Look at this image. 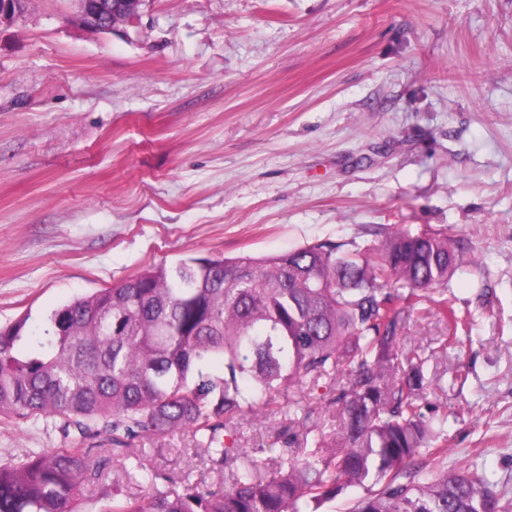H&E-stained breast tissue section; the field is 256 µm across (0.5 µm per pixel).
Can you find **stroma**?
Masks as SVG:
<instances>
[{"label":"stroma","mask_w":512,"mask_h":512,"mask_svg":"<svg viewBox=\"0 0 512 512\" xmlns=\"http://www.w3.org/2000/svg\"><path fill=\"white\" fill-rule=\"evenodd\" d=\"M447 231L448 294L470 332L419 305L399 331L426 361L449 469L512 497V0H144L88 31L69 0L0 27V326L158 264L379 245ZM322 389L261 406L249 458L294 455ZM51 422L0 420V460L60 448ZM147 469L209 480L190 434H146Z\"/></svg>","instance_id":"obj_1"}]
</instances>
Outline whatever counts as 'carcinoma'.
<instances>
[{"mask_svg":"<svg viewBox=\"0 0 512 512\" xmlns=\"http://www.w3.org/2000/svg\"><path fill=\"white\" fill-rule=\"evenodd\" d=\"M456 256L444 231L401 229L365 251L322 242L254 257L153 265L137 276L0 327V418L51 421L88 448H33L0 464V512H77L106 462L121 466L106 512H311L351 487L350 512H512L484 475L438 466L423 412L425 360L397 345L405 306L429 302L448 340L467 316L445 295ZM220 360L224 376L208 371ZM333 375L322 400L339 429L301 424L302 457L234 472V437L259 403ZM189 431L219 481L140 482L127 461L144 432Z\"/></svg>","mask_w":512,"mask_h":512,"instance_id":"cac0c4a2","label":"carcinoma"}]
</instances>
